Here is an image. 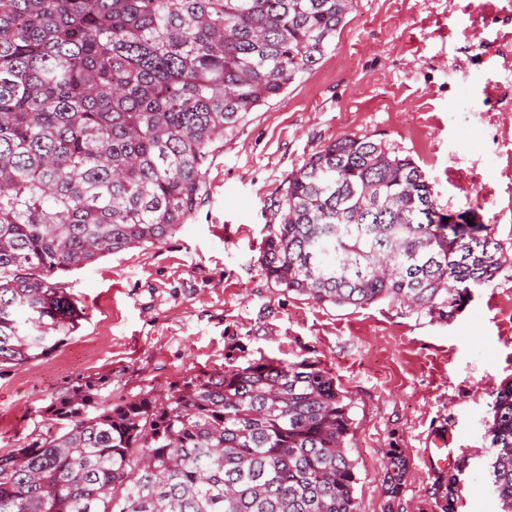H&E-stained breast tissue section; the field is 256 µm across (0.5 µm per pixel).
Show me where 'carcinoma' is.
I'll return each mask as SVG.
<instances>
[{"label": "carcinoma", "instance_id": "obj_1", "mask_svg": "<svg viewBox=\"0 0 512 512\" xmlns=\"http://www.w3.org/2000/svg\"><path fill=\"white\" fill-rule=\"evenodd\" d=\"M352 0H0V366L56 351L82 317L60 272L176 232L224 134L326 53ZM261 264L321 304L390 300L446 320L503 246L448 223L408 156L346 136L288 175ZM351 403L305 360H263L117 403L58 394L0 450V512H358ZM512 512V379L489 421ZM456 465L440 512H457ZM408 462L389 450L398 496Z\"/></svg>", "mask_w": 512, "mask_h": 512}]
</instances>
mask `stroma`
<instances>
[{"mask_svg": "<svg viewBox=\"0 0 512 512\" xmlns=\"http://www.w3.org/2000/svg\"><path fill=\"white\" fill-rule=\"evenodd\" d=\"M489 84V97L469 96ZM367 135L413 158L440 209L473 211L512 258V11L500 0H353L323 58L218 142L206 193L164 240L59 274L83 312L58 351L0 368V449L34 437L85 381L118 402L261 359L308 361L351 403L359 512H439L440 468L463 464L458 512H503L487 424L512 379V261L451 320L382 301L287 293L261 265L289 174L323 146ZM409 463L396 498L386 455Z\"/></svg>", "mask_w": 512, "mask_h": 512, "instance_id": "stroma-1", "label": "stroma"}]
</instances>
